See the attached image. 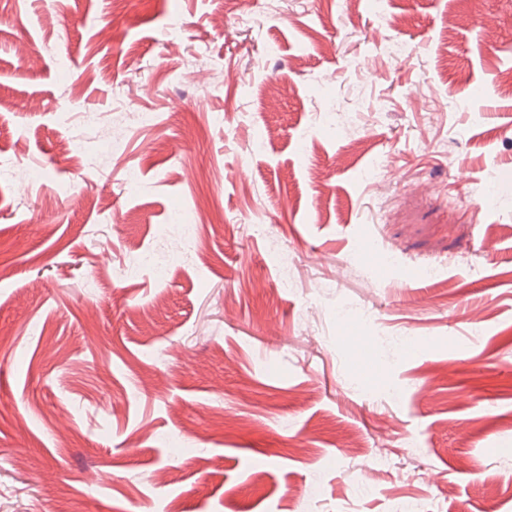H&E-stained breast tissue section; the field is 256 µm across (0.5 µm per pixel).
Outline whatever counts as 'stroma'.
<instances>
[{
    "label": "stroma",
    "instance_id": "obj_1",
    "mask_svg": "<svg viewBox=\"0 0 512 512\" xmlns=\"http://www.w3.org/2000/svg\"><path fill=\"white\" fill-rule=\"evenodd\" d=\"M382 8L0 0V512H512V5Z\"/></svg>",
    "mask_w": 512,
    "mask_h": 512
}]
</instances>
